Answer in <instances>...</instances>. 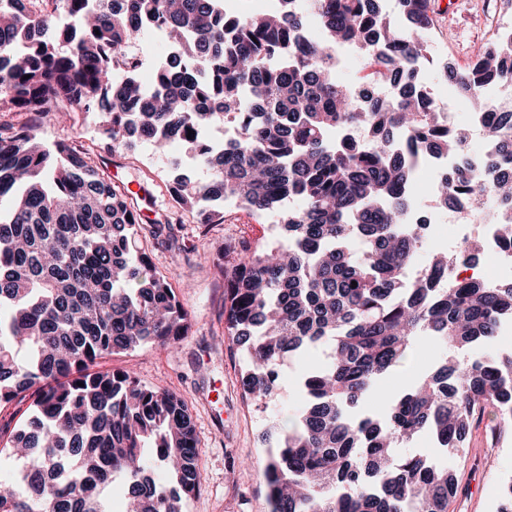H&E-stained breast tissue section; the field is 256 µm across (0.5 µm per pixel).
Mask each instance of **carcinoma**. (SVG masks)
<instances>
[{
	"label": "carcinoma",
	"mask_w": 512,
	"mask_h": 512,
	"mask_svg": "<svg viewBox=\"0 0 512 512\" xmlns=\"http://www.w3.org/2000/svg\"><path fill=\"white\" fill-rule=\"evenodd\" d=\"M41 2L0 0V112L27 114L0 123V203L11 201L0 210V404L31 399L3 445L26 462L0 492V512H107L104 489L120 474L135 512H182L200 489L185 400L127 370H93L188 334V313L143 244L171 220L145 230L82 149L47 148L39 131L53 112L96 116L110 151L134 148L135 136L159 149L188 143L209 180L171 160L169 186L200 224L223 223L227 199L281 224L275 248L224 247V334L245 348L246 396L271 395L286 357L326 348L301 380L295 427L268 449L271 512H448L455 474L395 446L426 433L462 457L490 414L491 433L512 432V352L445 362L384 419L350 413L417 340L488 343L512 319V282L450 272L477 263L478 243L452 259L436 251L406 280L426 242V223L405 222L414 176L429 155L466 144L422 82L430 0H393L390 12L384 0H315L323 41L305 32V0L261 14L228 11L225 0H55L50 11ZM156 28L177 52L155 64L147 94L138 57L119 50ZM346 44L366 61L357 84L391 83L393 94L359 104L336 83V47ZM443 70L491 116L494 151L450 172L438 204L479 213L512 202V102L486 94L512 84V29ZM224 122L238 137L217 149L205 131ZM291 198L300 205L284 208ZM146 448L175 485L145 474Z\"/></svg>",
	"instance_id": "obj_1"
}]
</instances>
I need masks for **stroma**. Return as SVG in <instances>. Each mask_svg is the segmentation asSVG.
Here are the masks:
<instances>
[{"instance_id":"stroma-1","label":"stroma","mask_w":512,"mask_h":512,"mask_svg":"<svg viewBox=\"0 0 512 512\" xmlns=\"http://www.w3.org/2000/svg\"><path fill=\"white\" fill-rule=\"evenodd\" d=\"M437 17L430 35L435 59L466 64L473 50L493 33L512 25L507 0H431ZM45 145L65 142L83 147L100 174L119 190L128 184L144 185L151 199H135L138 208L171 215L172 225L163 242L149 240L154 264L167 273L190 313L191 329L170 349L144 347L101 361L104 369H131L143 384L185 399L200 441L199 492L184 503V512H269L264 470L268 443L262 435L290 428L301 412L304 395L300 380L319 365L322 353L308 349L279 368L277 388L265 404L245 399L240 384L244 356L224 335V247L240 240L266 243L275 225L256 218L237 202L224 205L223 223L202 229L195 215L177 211L165 177L168 160L187 161L183 142H169L164 153L139 144L131 152H107L94 120L83 114L54 117L42 127ZM471 351L457 350L421 339L402 367L376 385L373 394L355 408L359 414H385L388 398L401 397L444 360H469ZM465 494L453 512H498L503 487L512 479V436L498 448L483 445L472 435L469 454L449 460Z\"/></svg>"}]
</instances>
